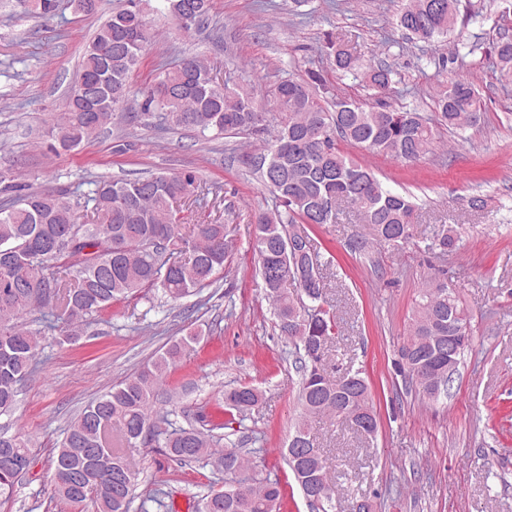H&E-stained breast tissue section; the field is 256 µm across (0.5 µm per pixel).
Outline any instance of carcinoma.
<instances>
[{
    "mask_svg": "<svg viewBox=\"0 0 512 512\" xmlns=\"http://www.w3.org/2000/svg\"><path fill=\"white\" fill-rule=\"evenodd\" d=\"M185 32L201 28L209 19L211 0H164ZM461 0H406L397 26L407 39L432 42L455 30ZM151 38L138 0H122L98 26L88 43L78 78L92 88L85 99L67 98L66 110L52 119L61 149L73 150L97 136L127 105L130 123L159 130L190 129L213 138L231 134H259L274 129L271 141L244 153L249 172L270 191L274 206L252 216L258 274L269 302L275 327L288 339L298 363L301 412L293 437L308 452L287 445L284 458L303 494L326 489L309 506L319 512L335 508L337 483L314 436L310 423L323 417L351 423L374 412L369 386L354 392L348 383L361 377L346 371L334 378L324 372L327 351L324 337L335 334L336 322L326 303L318 246L308 238L309 253L288 247L297 224H334L342 208L357 210L362 223L372 226L373 237L352 244L364 255L377 247L399 248L414 237L416 205L409 194L395 193L368 169L340 148L344 143L369 153L415 163L431 153L437 128L450 131L478 125L482 102L477 89L457 74L440 84L435 118L385 103L369 107L358 99L328 101L319 93L323 79L308 72V79L288 77L274 90L275 111L259 110L250 91L218 82L204 60L189 56L165 68L153 83L133 87L130 76ZM325 55L336 70L360 74L375 96L390 91L391 65L357 67L343 45L328 41ZM494 72L512 79V34L504 30L492 46ZM93 188L73 197L50 191H30L8 208H0V267L9 266L16 282L0 278V415L13 411L19 386L31 373L40 332L26 326L39 313L64 321L65 342H75L93 324L94 316L112 304L142 290H159L173 302L197 295L216 283V274L229 261V231L218 220L192 224L182 230L174 203L196 205L206 187L195 172H159L132 179L100 178ZM89 221L77 223L79 211ZM458 242L457 230L441 227L424 241L423 251L446 253ZM318 281L315 298L288 294L279 274ZM467 335L454 349L461 364L472 335L471 318L453 285L436 275L424 279L409 326L399 349L400 366L415 394L436 401L427 381L438 363L448 364L451 337ZM198 332L174 340L135 374L94 399L65 429L57 448L54 493L72 506L87 501L97 512H131L137 477L124 449L135 448L144 432L162 443L166 454L182 463L204 462L230 477L224 489L200 496L198 512H276L283 495L277 478L248 474V452L224 436L191 424L172 430L163 406L173 395L163 388L169 370L197 340ZM260 394L250 384L224 391V403L241 419L259 405ZM29 452L8 428L0 429V498L11 497L16 485L7 463Z\"/></svg>",
    "mask_w": 512,
    "mask_h": 512,
    "instance_id": "cac0c4a2",
    "label": "carcinoma"
}]
</instances>
